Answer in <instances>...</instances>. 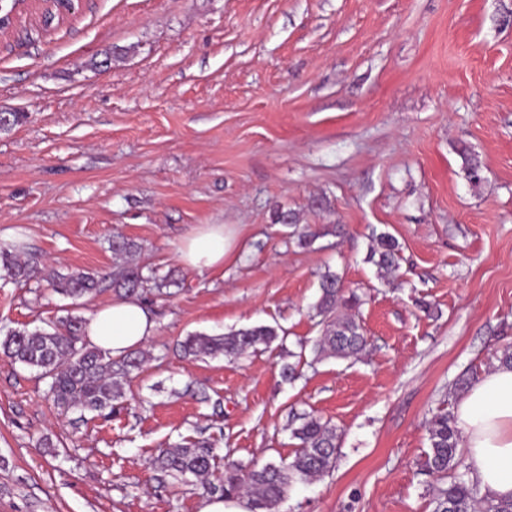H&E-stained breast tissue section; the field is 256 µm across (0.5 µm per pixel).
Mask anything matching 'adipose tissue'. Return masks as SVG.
Returning <instances> with one entry per match:
<instances>
[{"label": "adipose tissue", "instance_id": "adipose-tissue-1", "mask_svg": "<svg viewBox=\"0 0 512 512\" xmlns=\"http://www.w3.org/2000/svg\"><path fill=\"white\" fill-rule=\"evenodd\" d=\"M228 250L223 225L207 224L182 240L178 258L202 272L223 266ZM155 332V321L134 298L100 307L86 327L91 343L115 356L142 346ZM455 416L482 492L512 498V367L499 365L482 375L460 396Z\"/></svg>", "mask_w": 512, "mask_h": 512}]
</instances>
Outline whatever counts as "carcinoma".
<instances>
[{
	"mask_svg": "<svg viewBox=\"0 0 512 512\" xmlns=\"http://www.w3.org/2000/svg\"><path fill=\"white\" fill-rule=\"evenodd\" d=\"M276 222L297 228V241L306 247L316 239L341 233V225L317 227L298 224L289 212L278 211ZM114 259L112 271L72 270L56 273L49 285L54 292L73 301L91 299L109 279L117 298H147L153 290L161 291L175 281L144 276L135 255L141 247L134 240L114 236L110 244ZM400 244L387 232L372 236L368 261L383 279L395 278L399 268ZM0 270L14 280H30L38 276L37 264L21 259L18 247H0ZM320 296L314 305L320 317V336L314 349L320 356L355 357L367 348L368 341L360 323L351 311L361 305L360 298L345 291L342 276L330 269L320 275ZM87 321L72 312L45 327H25L10 331L0 340V352L15 363L39 372L49 380V389L57 405L68 411L98 412L114 409L124 397V384L133 371L145 363L144 358L127 353L114 357L108 351L84 342ZM281 327L255 325L232 330L223 335L195 333L179 343L183 357L237 358L250 349L269 347L279 338ZM299 448L291 461L254 464L248 470L235 465L224 468V474L211 480L215 449L206 441L190 446L164 448L153 460L154 467L166 476L181 480L192 475L203 493L220 494L226 499L245 498L249 512H276L297 481L321 477L335 468L338 435L336 427L315 415H306L292 429ZM429 451L425 453L421 471L433 478L430 488L433 512H512V499H495L479 495L477 483L467 469L460 467L459 434L454 418L443 411L431 420Z\"/></svg>",
	"mask_w": 512,
	"mask_h": 512,
	"instance_id": "obj_1",
	"label": "carcinoma"
}]
</instances>
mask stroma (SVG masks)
<instances>
[{
	"label": "stroma",
	"instance_id": "35a3bbf8",
	"mask_svg": "<svg viewBox=\"0 0 512 512\" xmlns=\"http://www.w3.org/2000/svg\"><path fill=\"white\" fill-rule=\"evenodd\" d=\"M510 16L512 0H82L50 31L0 34V112L24 115L0 131V243L103 272L119 233L144 273L180 282L146 302L149 359L111 415L64 411L0 355V512H200L201 490L152 468L159 449L209 441L219 474L289 460L302 413L335 425L336 466L279 512H433L430 421L512 346ZM278 209L344 234L300 248ZM205 224L232 246L200 274L177 253ZM380 232L402 245L391 283L367 260ZM327 269L363 300L359 359L313 349ZM112 299L75 306L0 271V338ZM259 324L284 340L175 349ZM283 332L279 325H255L238 330H232L223 335H207L195 333L187 336L178 344L183 357L201 359L204 357L238 358L250 349L263 345L270 347Z\"/></svg>",
	"mask_w": 512,
	"mask_h": 512
}]
</instances>
